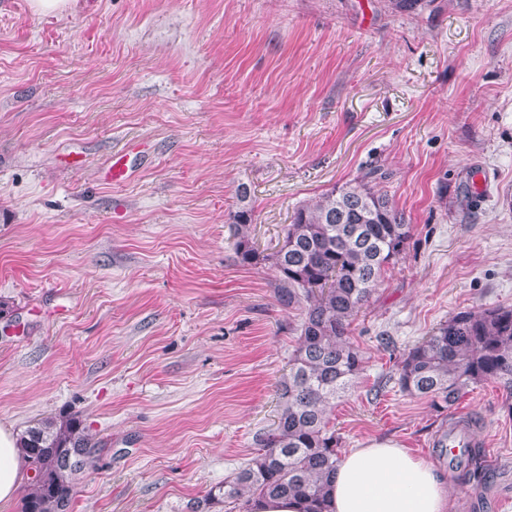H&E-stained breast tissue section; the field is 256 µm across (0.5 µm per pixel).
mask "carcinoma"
I'll return each mask as SVG.
<instances>
[{"mask_svg":"<svg viewBox=\"0 0 512 512\" xmlns=\"http://www.w3.org/2000/svg\"><path fill=\"white\" fill-rule=\"evenodd\" d=\"M384 177L386 172L372 169L298 206L281 246L265 256L279 274V301L299 306L302 315L298 347L277 385V421L246 465L195 501L191 512L218 504L252 512L253 503L266 497L295 498L305 512H329V484L340 452L327 409L351 389L363 363L350 339L351 325L412 231L404 213L371 186ZM249 198L247 187L239 186L240 206L231 215L235 256L242 264L257 258ZM488 381L512 393V307L455 314L408 350L397 378L401 391L446 409L469 386ZM18 441L33 472L23 512H62L72 502L76 474L103 451L71 415L42 419ZM476 456V449H468L455 468L483 478Z\"/></svg>","mask_w":512,"mask_h":512,"instance_id":"cac0c4a2","label":"carcinoma"}]
</instances>
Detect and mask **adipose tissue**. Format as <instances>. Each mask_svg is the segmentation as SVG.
Segmentation results:
<instances>
[{"label": "adipose tissue", "instance_id": "obj_1", "mask_svg": "<svg viewBox=\"0 0 512 512\" xmlns=\"http://www.w3.org/2000/svg\"><path fill=\"white\" fill-rule=\"evenodd\" d=\"M27 461L0 426V506L17 495ZM445 478L425 457L393 441L371 439L345 452L331 481L330 512H450Z\"/></svg>", "mask_w": 512, "mask_h": 512}]
</instances>
